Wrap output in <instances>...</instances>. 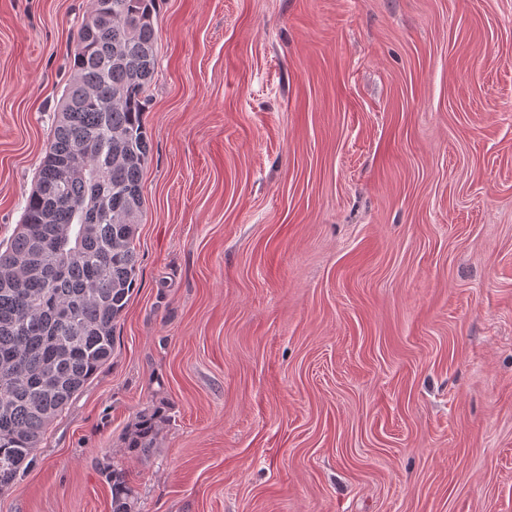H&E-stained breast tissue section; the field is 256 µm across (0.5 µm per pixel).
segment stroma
Returning a JSON list of instances; mask_svg holds the SVG:
<instances>
[{"instance_id": "stroma-1", "label": "stroma", "mask_w": 512, "mask_h": 512, "mask_svg": "<svg viewBox=\"0 0 512 512\" xmlns=\"http://www.w3.org/2000/svg\"><path fill=\"white\" fill-rule=\"evenodd\" d=\"M92 0H0V249ZM115 354L0 512H512V0H160ZM161 409L144 459L125 439ZM103 473L112 488V512H137L134 490L123 471L104 466Z\"/></svg>"}]
</instances>
